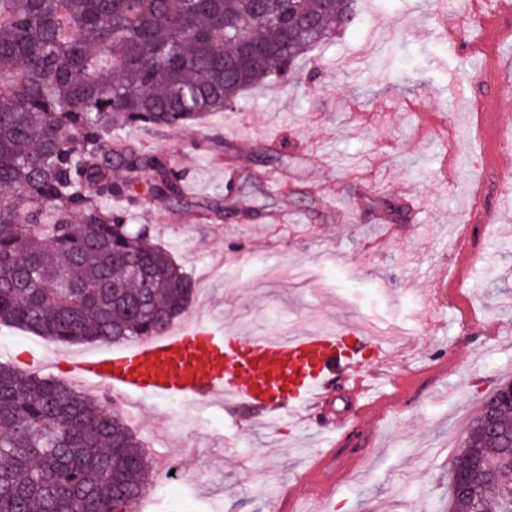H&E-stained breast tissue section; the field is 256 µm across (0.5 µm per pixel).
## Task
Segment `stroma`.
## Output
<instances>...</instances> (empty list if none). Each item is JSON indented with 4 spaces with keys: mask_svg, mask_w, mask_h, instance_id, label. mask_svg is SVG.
Returning a JSON list of instances; mask_svg holds the SVG:
<instances>
[{
    "mask_svg": "<svg viewBox=\"0 0 512 512\" xmlns=\"http://www.w3.org/2000/svg\"><path fill=\"white\" fill-rule=\"evenodd\" d=\"M358 23L303 56L304 80L248 90L198 129L139 136L184 171L203 214L141 205L148 225L196 284L186 320L242 336L363 327L391 349L413 346V397L381 416L359 463L334 461L336 490L316 512H446L451 461L477 410L512 381V126L510 87L467 75L512 54V26L483 36L472 0H358ZM447 16L453 39L428 31ZM491 115L482 124L473 107ZM494 147L490 166L469 156ZM287 153L264 165V154ZM493 211L479 251L457 274L463 212ZM447 273L452 301L428 288ZM0 324V362L61 378L55 358L92 353ZM123 416L150 454L151 512H274L270 494L320 450L309 431L259 428L248 407L138 397Z\"/></svg>",
    "mask_w": 512,
    "mask_h": 512,
    "instance_id": "obj_1",
    "label": "stroma"
}]
</instances>
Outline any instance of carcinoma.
<instances>
[{
  "label": "carcinoma",
  "mask_w": 512,
  "mask_h": 512,
  "mask_svg": "<svg viewBox=\"0 0 512 512\" xmlns=\"http://www.w3.org/2000/svg\"><path fill=\"white\" fill-rule=\"evenodd\" d=\"M357 20L354 0H0V324L62 343L163 332L194 281L128 221L140 182L164 204L186 199L184 176L123 133L174 132L291 82ZM242 39L262 56L240 60ZM509 387L452 460L448 512H512V408L484 428ZM476 468L493 479L460 491ZM149 471L106 402L0 364V512H132Z\"/></svg>",
  "instance_id": "carcinoma-1"
}]
</instances>
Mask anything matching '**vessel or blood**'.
<instances>
[{"label":"vessel or blood","instance_id":"vessel-or-blood-1","mask_svg":"<svg viewBox=\"0 0 512 512\" xmlns=\"http://www.w3.org/2000/svg\"><path fill=\"white\" fill-rule=\"evenodd\" d=\"M393 353L369 337L342 329L245 337L211 322L191 321L155 336L65 357L76 381L122 396L145 395L197 404L212 399L247 405L268 420L292 414L308 424L323 417L333 443L347 434L334 407V390L352 399L365 425L394 404L385 387L405 386Z\"/></svg>","mask_w":512,"mask_h":512}]
</instances>
